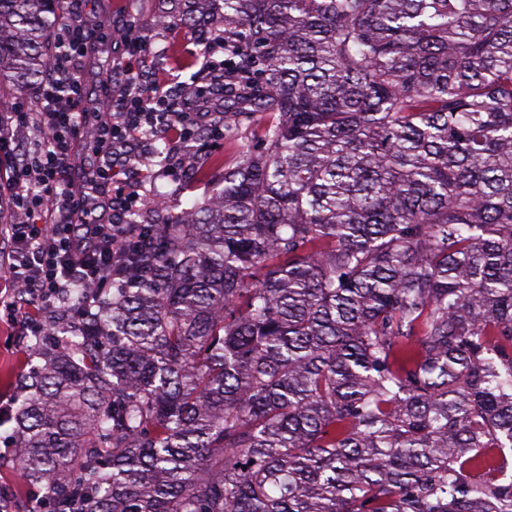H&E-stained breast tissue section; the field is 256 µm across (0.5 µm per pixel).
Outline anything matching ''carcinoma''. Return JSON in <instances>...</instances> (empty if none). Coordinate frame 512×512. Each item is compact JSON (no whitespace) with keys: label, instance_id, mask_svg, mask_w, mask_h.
<instances>
[{"label":"carcinoma","instance_id":"carcinoma-1","mask_svg":"<svg viewBox=\"0 0 512 512\" xmlns=\"http://www.w3.org/2000/svg\"><path fill=\"white\" fill-rule=\"evenodd\" d=\"M0 0V96L60 52ZM271 122L13 417L49 512H512V0H171Z\"/></svg>","mask_w":512,"mask_h":512}]
</instances>
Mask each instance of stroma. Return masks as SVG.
Wrapping results in <instances>:
<instances>
[{"label": "stroma", "instance_id": "1", "mask_svg": "<svg viewBox=\"0 0 512 512\" xmlns=\"http://www.w3.org/2000/svg\"><path fill=\"white\" fill-rule=\"evenodd\" d=\"M89 24L114 27L141 24L147 29L142 58L151 62L152 72L169 85H189L201 80L200 67L205 46L198 34L179 27L169 0H99ZM268 118L225 125L223 132L208 133L190 144L156 138L154 149H166L167 158L154 166H139L127 172L129 181L138 183L142 198L167 207L187 209L202 202L204 182H218L226 165L232 164L244 144L255 142ZM210 158L206 174H199L201 159ZM29 339L8 321L0 320V410L15 409L24 393L18 380L26 367ZM10 425L0 426V493L11 500L13 512H30L35 503L34 487L22 484L11 443Z\"/></svg>", "mask_w": 512, "mask_h": 512}]
</instances>
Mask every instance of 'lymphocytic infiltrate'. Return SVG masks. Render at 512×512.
I'll return each mask as SVG.
<instances>
[{
  "label": "lymphocytic infiltrate",
  "mask_w": 512,
  "mask_h": 512,
  "mask_svg": "<svg viewBox=\"0 0 512 512\" xmlns=\"http://www.w3.org/2000/svg\"><path fill=\"white\" fill-rule=\"evenodd\" d=\"M94 7L95 0H57L55 37L63 51L37 92L35 111L0 113V160L10 163L0 179L7 204L0 242L11 282L0 312L33 336L48 335L40 313L68 289L85 287L82 310L97 306L113 269L146 240L147 225L126 221L141 196L119 180L147 162L136 145L157 133L191 139L197 123L193 112L144 110L141 101L155 85L123 59L107 60L99 95H88V47L113 34L89 28L85 13Z\"/></svg>",
  "instance_id": "obj_1"
}]
</instances>
